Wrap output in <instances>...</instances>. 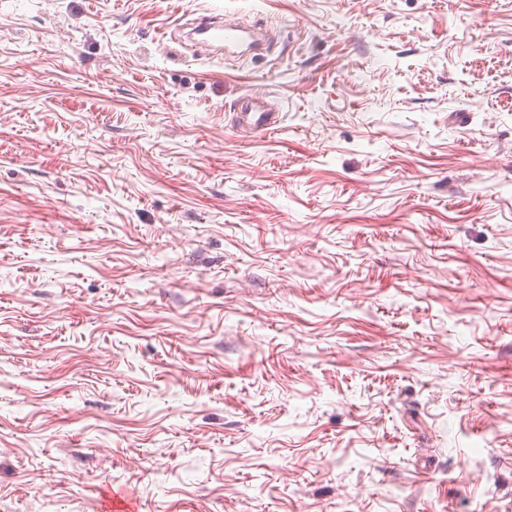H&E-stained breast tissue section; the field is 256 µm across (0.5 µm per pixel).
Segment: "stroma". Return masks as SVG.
<instances>
[{
    "instance_id": "obj_1",
    "label": "stroma",
    "mask_w": 512,
    "mask_h": 512,
    "mask_svg": "<svg viewBox=\"0 0 512 512\" xmlns=\"http://www.w3.org/2000/svg\"><path fill=\"white\" fill-rule=\"evenodd\" d=\"M112 485L512 512V0H0V512ZM196 30L203 36L204 39L210 41L225 43L227 45H238L242 41L247 43L250 50H255L259 44L255 42H248L249 37L254 33H263L261 25H254L253 29H242L236 25L224 24L223 17L220 15H210L201 18V21ZM282 123L280 112H274L265 97L254 94L242 96L234 108L231 128L254 135H266L278 130Z\"/></svg>"
}]
</instances>
